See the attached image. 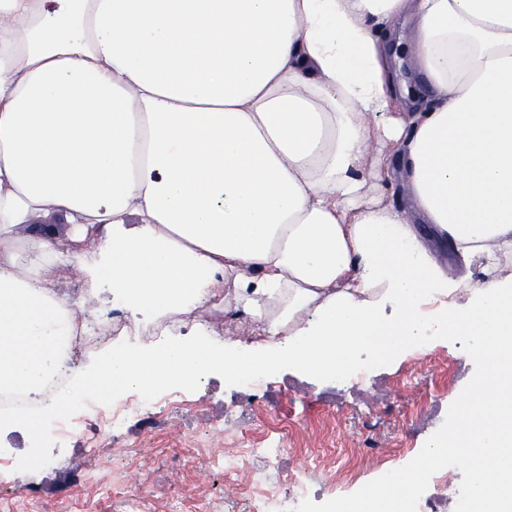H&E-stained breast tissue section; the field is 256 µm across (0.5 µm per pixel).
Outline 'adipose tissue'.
Masks as SVG:
<instances>
[{"label":"adipose tissue","instance_id":"obj_1","mask_svg":"<svg viewBox=\"0 0 512 512\" xmlns=\"http://www.w3.org/2000/svg\"><path fill=\"white\" fill-rule=\"evenodd\" d=\"M104 288L137 322L216 301L251 335L110 345L75 378L113 399L478 337L454 430L359 512H404L450 456L512 502V434L485 440L512 430V0H0V391L71 407L43 385ZM406 32V27L400 28L399 35L401 37L396 39L395 42L400 41L401 44L395 46V59L400 79L410 90H413L417 84V77L413 69L412 57L405 39Z\"/></svg>","mask_w":512,"mask_h":512}]
</instances>
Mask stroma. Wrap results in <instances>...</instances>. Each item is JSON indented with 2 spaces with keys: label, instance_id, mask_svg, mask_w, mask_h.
Returning <instances> with one entry per match:
<instances>
[{
  "label": "stroma",
  "instance_id": "1",
  "mask_svg": "<svg viewBox=\"0 0 512 512\" xmlns=\"http://www.w3.org/2000/svg\"><path fill=\"white\" fill-rule=\"evenodd\" d=\"M478 370L456 337L384 365L359 385L342 387L284 365L257 393L216 372L193 387L159 392L168 409L130 419L92 453L83 429L61 448L42 436L34 450L23 431L2 434L0 456L9 466L0 470V512H126L132 497L141 512H170L177 499L184 512H249L213 460L241 432L266 429L274 415L298 421L288 453L258 478L281 486L303 472L309 453L326 448L338 462L355 451L365 459L352 480L320 476L311 484L317 503L347 499L378 476L379 465H413L447 427Z\"/></svg>",
  "mask_w": 512,
  "mask_h": 512
}]
</instances>
